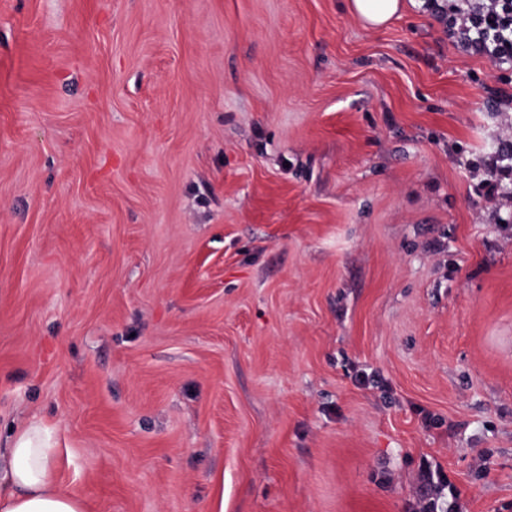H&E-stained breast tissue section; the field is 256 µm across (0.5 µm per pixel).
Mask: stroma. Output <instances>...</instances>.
Here are the masks:
<instances>
[{"label":"stroma","instance_id":"1","mask_svg":"<svg viewBox=\"0 0 512 512\" xmlns=\"http://www.w3.org/2000/svg\"><path fill=\"white\" fill-rule=\"evenodd\" d=\"M422 5L0 0V448L87 512H512V69ZM349 9L365 25L381 27L399 16L403 0H349ZM485 166L488 168L491 179H482L480 183L477 184L476 191L481 193L485 190L489 197H494V191L496 189V184L492 180V176H495L498 171H502V169H511L512 171V149L511 145H508V150L504 153H499L495 156H492L486 161Z\"/></svg>","mask_w":512,"mask_h":512}]
</instances>
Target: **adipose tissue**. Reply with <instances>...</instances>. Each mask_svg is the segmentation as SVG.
Instances as JSON below:
<instances>
[{
	"label": "adipose tissue",
	"mask_w": 512,
	"mask_h": 512,
	"mask_svg": "<svg viewBox=\"0 0 512 512\" xmlns=\"http://www.w3.org/2000/svg\"><path fill=\"white\" fill-rule=\"evenodd\" d=\"M57 451L49 429L33 422L14 431L0 466V512H87L85 502L56 480Z\"/></svg>",
	"instance_id": "ef3b65f1"
}]
</instances>
